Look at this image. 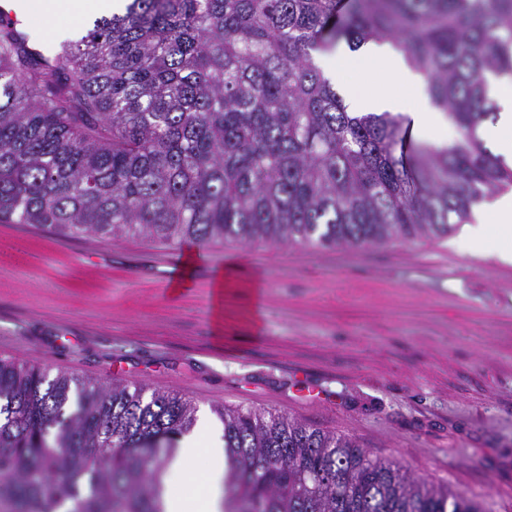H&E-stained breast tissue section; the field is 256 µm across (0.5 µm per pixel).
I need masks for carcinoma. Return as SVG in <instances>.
I'll list each match as a JSON object with an SVG mask.
<instances>
[{
  "label": "carcinoma",
  "mask_w": 512,
  "mask_h": 512,
  "mask_svg": "<svg viewBox=\"0 0 512 512\" xmlns=\"http://www.w3.org/2000/svg\"><path fill=\"white\" fill-rule=\"evenodd\" d=\"M387 38L459 138L349 112L313 54ZM0 23V224L311 247L439 239L512 186L478 129L512 0H126L50 58ZM223 512H486L351 438L218 406ZM192 400L0 358V512H164Z\"/></svg>",
  "instance_id": "obj_1"
}]
</instances>
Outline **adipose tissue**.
Returning a JSON list of instances; mask_svg holds the SVG:
<instances>
[{"label":"adipose tissue","instance_id":"1","mask_svg":"<svg viewBox=\"0 0 512 512\" xmlns=\"http://www.w3.org/2000/svg\"><path fill=\"white\" fill-rule=\"evenodd\" d=\"M124 0H38L37 9L55 36L75 32L77 25L91 13L114 12ZM317 63L327 76L343 78V68L377 69L382 82L364 87L346 85L345 97L360 112H393L410 119L411 126L436 145H443L442 130L447 121L431 104L422 76L406 62L403 54L389 42L370 41L352 50L341 47L336 54L320 55ZM411 88L413 97L395 94L393 85ZM493 96L499 97L501 112L496 122L483 126L482 136L493 143L497 154L512 163V95H502L499 84H492ZM496 232H489V223ZM449 245L472 255L512 265V192L496 196L486 210L476 212L473 223L463 225ZM226 468L224 450L217 438L207 431L184 437L177 457L164 476L166 512H221V481Z\"/></svg>","mask_w":512,"mask_h":512}]
</instances>
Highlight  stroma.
<instances>
[{"mask_svg": "<svg viewBox=\"0 0 512 512\" xmlns=\"http://www.w3.org/2000/svg\"><path fill=\"white\" fill-rule=\"evenodd\" d=\"M0 356L349 436L512 512V266L447 240L312 248L0 224Z\"/></svg>", "mask_w": 512, "mask_h": 512, "instance_id": "1", "label": "stroma"}]
</instances>
